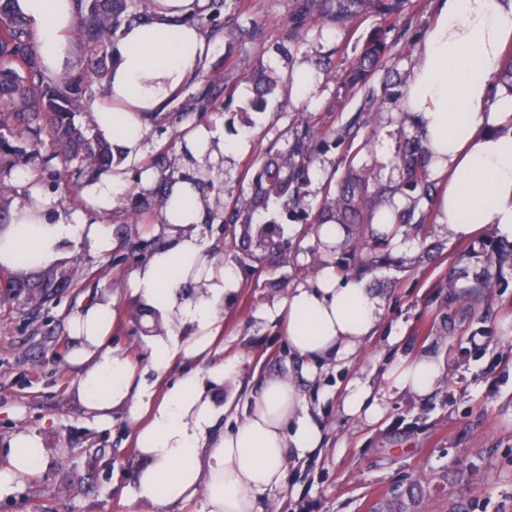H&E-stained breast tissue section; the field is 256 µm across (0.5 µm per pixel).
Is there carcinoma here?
I'll return each mask as SVG.
<instances>
[{"instance_id": "cac0c4a2", "label": "carcinoma", "mask_w": 512, "mask_h": 512, "mask_svg": "<svg viewBox=\"0 0 512 512\" xmlns=\"http://www.w3.org/2000/svg\"><path fill=\"white\" fill-rule=\"evenodd\" d=\"M13 0H0V137L9 136L27 148L0 153V170L10 172L39 161L43 169L60 163L65 172L98 167H112V145L93 126L76 122L77 101L82 96L93 100L97 83L109 71L108 41L124 20L142 17L147 12L138 9L137 0H76L79 41L89 58L85 75L75 79L52 78L44 72L33 35L25 19L12 9ZM364 7V0H302L293 13L294 29L299 30L319 16L334 24H343ZM245 0H211L213 15L221 10L241 12ZM388 51L386 43L376 38L365 49L350 74V84L357 89ZM257 98L272 92L280 83L279 77L259 72L251 76ZM223 90L221 76L205 79L202 99L214 103ZM158 123L181 125L199 123L196 112L158 113ZM48 141H43L42 136ZM324 135L316 119L308 117L304 126L295 131L291 148L270 160H264L261 171L252 183L250 195L234 203L230 219L224 221V236L246 237L252 228L253 215L266 211L269 205L295 193L294 182L299 170L309 165L315 149ZM430 162L428 152L418 143H409L396 157V166L405 183L416 185L426 177ZM369 176L363 170L348 167L342 178L341 190L335 197H326L318 223L333 221L351 223V217L361 214L367 224L378 211L377 201L368 191ZM42 285L55 288L71 278L50 267L40 274Z\"/></svg>"}]
</instances>
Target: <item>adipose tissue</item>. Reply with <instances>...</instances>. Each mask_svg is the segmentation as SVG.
Here are the masks:
<instances>
[{
	"label": "adipose tissue",
	"instance_id": "obj_1",
	"mask_svg": "<svg viewBox=\"0 0 512 512\" xmlns=\"http://www.w3.org/2000/svg\"><path fill=\"white\" fill-rule=\"evenodd\" d=\"M205 0H150V19L125 21L109 44L112 67L92 120L112 144L120 166L87 191L88 201L110 208L124 184V167L141 157L151 128L144 113L165 104L199 73L206 52L200 30L183 24ZM15 8L34 34L45 72L55 76L76 58L74 0H15ZM512 48V0H438L437 17L426 28L415 53L403 101L404 112L419 128L423 145L434 154L430 175L441 187L436 221L459 238L484 226L512 240V88L496 85L507 49ZM182 160L194 167L235 154V145L199 126L185 138ZM163 209V241L150 259L131 272L129 287L145 307L159 313L161 333L146 337L155 381L138 377L133 364L112 347V303L87 304L69 322L70 362L80 372L74 382L78 402L98 428L125 411L134 441L150 465L128 489L133 503L153 512H175L197 500L200 512H258L260 495L282 486L291 458L320 447L326 426L305 393L329 368L350 359L373 336L380 302L364 279L338 277L320 267L314 283L289 289L276 312L286 324L287 372L267 376L241 419L215 432L223 407L215 389L230 375L224 364H206L166 390H158L177 355L202 356L217 335L224 299L238 287L232 268L208 253L197 226L207 200L186 180L171 182ZM23 226L0 243V262L34 248L41 260H55L70 244L88 242L108 250L104 225L87 223L64 210L41 206L30 216L26 200L11 210ZM192 282L196 297L181 298ZM194 330L181 341L178 330ZM445 374L430 355L395 362L386 378L393 388L428 395ZM339 408L369 422L384 408L369 381L348 382ZM0 454V501L15 498L22 480L46 464L44 442L33 431L13 434Z\"/></svg>",
	"mask_w": 512,
	"mask_h": 512
}]
</instances>
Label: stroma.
<instances>
[{"label":"stroma","mask_w":512,"mask_h":512,"mask_svg":"<svg viewBox=\"0 0 512 512\" xmlns=\"http://www.w3.org/2000/svg\"><path fill=\"white\" fill-rule=\"evenodd\" d=\"M239 14L221 12L215 26L228 32L210 38L211 51L200 72L231 71L248 58L254 71L286 77L299 63L322 76L314 103L297 101L275 89L263 109L251 108L254 93L245 79L228 84V104L207 110L202 120L239 144L214 180L210 217L198 226L204 245L226 265L244 258L252 268L236 293L224 302L220 334L210 359L233 365L234 373L217 389L233 420L264 377L286 371L288 347L276 306L290 288L312 280L316 262L326 259L337 273L364 278L383 303L374 337L321 387L318 404L327 427L321 453L290 463L283 487L264 493L261 512H372L421 483L423 493L407 501L409 512H448L451 502L470 512H512V260L501 258L508 242L492 227L473 237L454 238L434 222L433 195L423 186L400 192L403 222L387 246L372 243L360 224L348 227L349 241L320 253L316 220L330 176L347 166L373 169L372 191L398 181L394 161L417 133L401 113L417 42L435 17V0H406L399 16L387 17L368 6L350 24L294 31V0H249ZM390 47L372 74L367 90L351 91L345 73L373 38ZM329 128L314 164L299 179V204H272L255 223L276 220L288 249L272 252L269 241L251 237L224 240V206L248 191L259 172V156L290 148V131L309 115ZM176 129L152 126L141 160L127 168V187L112 208L95 212L86 203L67 201L65 181L52 170H37L43 198L51 208L86 212L104 224L113 248L93 249L81 242L63 249L58 265L72 282L64 288L0 289V445L14 432L31 429L45 444L47 468L27 479L22 493L0 501V512H148L128 501V486L148 460L136 448L125 412L112 414L108 429H98L84 414L71 387L78 370L69 320L94 300L115 298L112 346L138 368L147 353L138 327L149 324L131 294L128 259L139 239L162 221V203L139 182L146 160L167 153L170 174H188L181 162ZM492 274L494 286L469 304L471 286ZM397 344H389V337ZM434 355L446 374L428 396L391 390L385 373L398 358ZM370 380L383 395L384 415L375 423L344 416L338 400L353 377Z\"/></svg>","instance_id":"obj_1"}]
</instances>
